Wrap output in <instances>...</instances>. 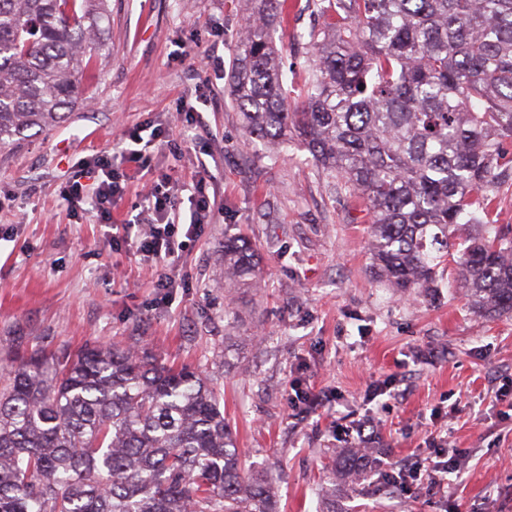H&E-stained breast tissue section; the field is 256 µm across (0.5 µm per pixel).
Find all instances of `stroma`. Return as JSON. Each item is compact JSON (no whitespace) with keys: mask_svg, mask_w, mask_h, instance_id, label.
<instances>
[{"mask_svg":"<svg viewBox=\"0 0 512 512\" xmlns=\"http://www.w3.org/2000/svg\"><path fill=\"white\" fill-rule=\"evenodd\" d=\"M288 2L274 39L294 105L312 63L296 37L323 20L315 0ZM247 8L110 0L106 47L69 120L0 153V361L19 346L52 355L113 341L205 370L248 464L278 475L280 512H324L319 490L340 475L351 430L366 419L383 461L441 443L462 451L460 469L409 495L374 474L355 491L332 484L336 512H512V399L500 392L512 379V315L474 314L451 264L436 287L396 296L370 272L362 202L335 188L300 139L275 151L249 141L227 95ZM152 126L173 129L174 143L151 151L147 176L131 173L114 220L162 175L193 193L202 161L206 192L224 208L176 253L171 288L155 287L136 239L113 243L111 226L61 196L87 162ZM228 234L258 253L260 287H226ZM294 380L328 390L331 405L293 410ZM389 381L399 397L365 401L369 386Z\"/></svg>","mask_w":512,"mask_h":512,"instance_id":"35a3bbf8","label":"stroma"}]
</instances>
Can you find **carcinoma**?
I'll use <instances>...</instances> for the list:
<instances>
[{
    "mask_svg": "<svg viewBox=\"0 0 512 512\" xmlns=\"http://www.w3.org/2000/svg\"><path fill=\"white\" fill-rule=\"evenodd\" d=\"M107 0H0V149L64 122L103 49ZM229 96L251 138L294 135L371 214L374 274L433 287L451 251L482 317L512 314V225L473 206L512 168V0H320L315 55L290 108L272 39L286 0H248ZM253 246L224 237V279L250 288ZM369 452L345 456L365 480ZM278 478L246 466L203 371L95 343L17 349L0 375V512H278Z\"/></svg>",
    "mask_w": 512,
    "mask_h": 512,
    "instance_id": "obj_1",
    "label": "carcinoma"
}]
</instances>
